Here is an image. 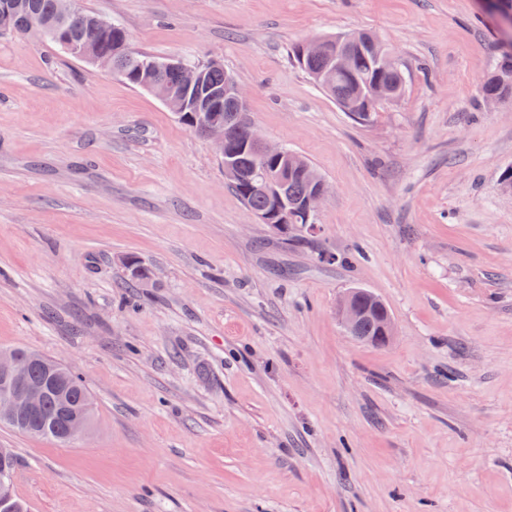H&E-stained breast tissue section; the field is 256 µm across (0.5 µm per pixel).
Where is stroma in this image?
<instances>
[{"instance_id": "obj_1", "label": "stroma", "mask_w": 512, "mask_h": 512, "mask_svg": "<svg viewBox=\"0 0 512 512\" xmlns=\"http://www.w3.org/2000/svg\"><path fill=\"white\" fill-rule=\"evenodd\" d=\"M80 4L138 51L221 60L329 193L307 234L253 223L153 95L0 36V349L94 397L71 443L0 424L31 512H512V99L480 94L512 32L478 0ZM359 29L410 73L366 124L291 57ZM354 287L388 345L341 325ZM337 315L346 332L357 338L361 324L369 320L378 322L383 336L378 338L390 340L394 334V324L382 302L367 291L354 288L346 292L337 304Z\"/></svg>"}]
</instances>
